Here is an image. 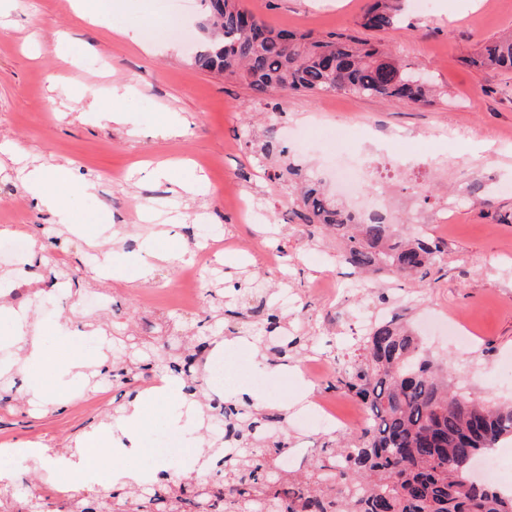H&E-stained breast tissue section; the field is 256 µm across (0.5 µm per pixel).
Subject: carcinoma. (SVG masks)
<instances>
[{
	"label": "carcinoma",
	"instance_id": "carcinoma-1",
	"mask_svg": "<svg viewBox=\"0 0 512 512\" xmlns=\"http://www.w3.org/2000/svg\"><path fill=\"white\" fill-rule=\"evenodd\" d=\"M206 41L194 65L241 80L266 98L275 93L340 90L385 101L420 104L433 85L414 76L380 44L350 35L314 38L277 30L236 0H201ZM404 0H369L361 26L387 31ZM477 69L512 71V35L484 44L469 59ZM295 215L305 224L333 228L340 261L353 271L392 279L424 280L442 244L424 235L403 236L381 213H353L319 187L301 182ZM262 315L268 353L283 358L297 340L285 341L277 308L237 311ZM208 343L198 341L176 360L161 362L158 376L181 379L197 392L195 375ZM341 370L328 388L367 405L360 432L323 443L310 476L279 472L275 456L288 448L278 430L281 415L240 409L223 398L199 401L214 439L213 467L202 476L173 480L162 471L152 483L112 493V512H512V493L472 476V463L488 448L512 442V405H496L448 389L421 339L397 319H379L353 353H341ZM0 512H98L88 498L46 501L39 494L0 502Z\"/></svg>",
	"mask_w": 512,
	"mask_h": 512
}]
</instances>
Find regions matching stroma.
I'll return each mask as SVG.
<instances>
[{"label":"stroma","mask_w":512,"mask_h":512,"mask_svg":"<svg viewBox=\"0 0 512 512\" xmlns=\"http://www.w3.org/2000/svg\"><path fill=\"white\" fill-rule=\"evenodd\" d=\"M241 3L277 29L379 42L404 62L427 69L437 92L423 105L328 91L291 93L270 106L244 82L194 65L200 0H86V8L121 19L127 28L122 38L81 18L72 0H0V229L37 246L36 253L0 265L8 287L0 301L42 325L50 355L39 365L24 364L10 341L12 323L0 321V370L19 380L23 395L0 405V439L16 449L0 455V471L6 474L2 496L21 495L47 479L68 492L51 456L19 455L31 440L65 453L85 433L120 425L116 412L129 402L122 385H112L99 406L85 378L69 389L56 387L54 361L70 354L68 332L95 337L83 350L86 372L111 365L116 336L137 337L130 355L139 365L156 361L163 346H175L180 336L199 329L216 339L233 336V347L216 342L210 349L223 356L225 372L239 377L225 390V399L237 400L248 391L270 407L288 401L290 448L304 455L321 447L326 430L299 425L297 418L305 396L324 393L326 381H305L298 357L285 364L256 362L253 348L262 337L254 321L211 318L206 292L215 281L230 295L234 284L265 280L266 297H289L283 313L291 332L311 336L316 350L324 352L330 349L331 312L342 309L343 335H359L367 309L376 308L382 294L407 298L399 313L418 333L432 319L459 318L474 337L473 349L424 333L432 357L472 397L512 400V190L500 188L512 182V72L476 70L466 63L483 42L512 31V0H434L430 11H407L384 32L361 27L366 0ZM174 20L187 21V37L169 33ZM116 86L128 89L124 105L131 122L123 126L100 122L97 112L83 109L91 91L99 110L110 109ZM170 112L186 117L182 136L164 135ZM371 124L397 134L396 148L405 154L439 147L441 134L463 133L428 169L398 176L387 160L377 162L387 193L382 212L397 216L404 234L422 232L445 245L421 282L351 277L336 260L335 235L296 217L293 185L276 175L285 158H267L261 151L271 130L287 146L294 128L334 126L347 132ZM160 163L167 164L168 178L154 175ZM31 164L64 165L72 179L95 183L93 192L68 199L80 233L68 234L53 212L36 206L25 192L21 170ZM199 179L204 182L200 195L176 193V182ZM231 192L255 199L262 221L225 206ZM143 203L178 216L174 236L162 235L160 224L142 218ZM448 205L453 211L447 223H434ZM116 224L129 237L119 253L125 277L102 286L92 272L101 251L111 248L108 233ZM204 224L221 229L233 248L220 245L211 258H199ZM144 239L155 241L157 255L137 253L135 244ZM174 247L189 251V263L197 269L201 295L192 311L181 306L176 267L160 258ZM269 249L281 252L280 268L265 263ZM143 265L152 268L146 284L138 278ZM57 271L67 275L65 290L48 285ZM94 295L109 298L108 307L77 308V301Z\"/></svg>","instance_id":"1"}]
</instances>
